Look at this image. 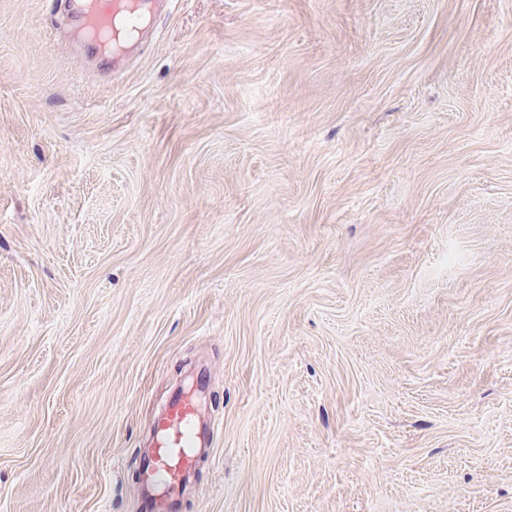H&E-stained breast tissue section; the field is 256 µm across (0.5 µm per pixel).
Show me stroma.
Masks as SVG:
<instances>
[{"label":"stroma","mask_w":512,"mask_h":512,"mask_svg":"<svg viewBox=\"0 0 512 512\" xmlns=\"http://www.w3.org/2000/svg\"><path fill=\"white\" fill-rule=\"evenodd\" d=\"M110 70L0 0V512H512V0H168ZM196 399L180 396L160 418L158 448L146 463L144 480L169 496L178 490L182 470L190 467L195 455L208 447L198 426ZM168 496V497H169Z\"/></svg>","instance_id":"obj_1"}]
</instances>
